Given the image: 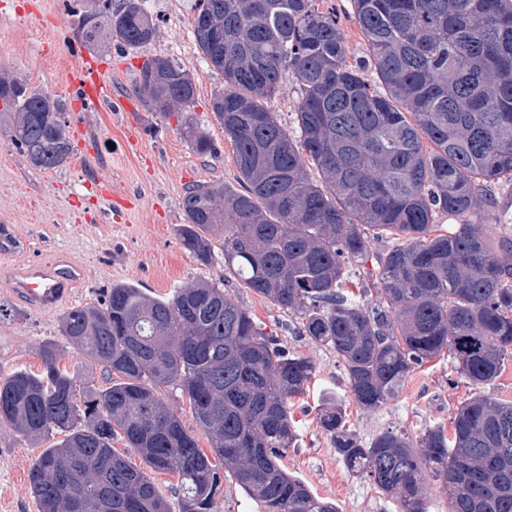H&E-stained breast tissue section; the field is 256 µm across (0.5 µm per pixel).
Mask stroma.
I'll return each mask as SVG.
<instances>
[{
    "label": "stroma",
    "mask_w": 512,
    "mask_h": 512,
    "mask_svg": "<svg viewBox=\"0 0 512 512\" xmlns=\"http://www.w3.org/2000/svg\"><path fill=\"white\" fill-rule=\"evenodd\" d=\"M157 18L155 39L138 52L120 45L100 53L108 66L109 101L88 108L63 81L78 61L72 19L62 0H0V69L30 87L66 97L73 152L53 169H39L0 129V225H11L23 252L0 256V374L39 371L40 348L60 341L59 321L66 309L103 303L112 285L131 284L148 294L170 298L176 289L201 282L223 284L266 331L290 352L310 358L315 373L291 411L298 429L283 464L317 497L338 512H400L396 499L352 475L320 424L326 402L338 399L353 433L365 442L393 430L410 438L433 426L449 427L461 402L475 389L440 355L410 373L395 395L376 410L352 399L336 354L300 332V318L279 309L239 279L224 273V256L202 265L180 243V206L194 183L237 186L233 146L211 111L222 76L205 62L191 26L193 0H146ZM175 60L193 77L195 121L211 137L216 156L198 155L177 127L176 118L150 109L135 93L147 57ZM108 178L129 204L113 209L95 182ZM497 207H478L470 219L491 224L497 235L512 237V182L491 187ZM67 255L86 269L63 307L35 311L10 292V274L21 262L51 261ZM40 445L0 430V512H39L27 480Z\"/></svg>",
    "instance_id": "stroma-1"
}]
</instances>
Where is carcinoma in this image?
Listing matches in <instances>:
<instances>
[{"mask_svg": "<svg viewBox=\"0 0 512 512\" xmlns=\"http://www.w3.org/2000/svg\"><path fill=\"white\" fill-rule=\"evenodd\" d=\"M145 0H73L67 11L90 51L116 40L137 51L157 34ZM366 59H349L336 13L316 0H196L192 27L205 61L224 79L211 109L234 145L241 189L193 184L181 206V244L282 310L341 360L353 400L381 407L408 375L444 353L479 389L450 431L418 440L386 431L363 444L342 408L321 414L347 469L426 512L431 473L449 512H512V402L482 392L512 355V238L466 217L484 187L512 180V0H351ZM376 74L370 82L365 72ZM302 89L296 128L265 102L286 78ZM140 98L169 117L201 156L216 149L193 122V78L163 56L147 59ZM0 124L37 168L72 152L60 95L0 75ZM318 171L314 180L306 160ZM459 224L432 234L434 217ZM392 236L374 258L366 232ZM376 262L368 268L366 264ZM371 277L374 308L343 289L345 265ZM59 333L105 368L97 389L60 366L43 344L42 370L0 376V428L29 439L53 433L28 471L40 512H214L229 473L264 512H336L284 468L298 434L291 400L314 375L264 332L222 285L203 282L158 299L114 285L101 306H77ZM174 385L208 436L210 452L158 396ZM122 437L127 453L112 448ZM177 478L174 499L135 466Z\"/></svg>", "mask_w": 512, "mask_h": 512, "instance_id": "cac0c4a2", "label": "carcinoma"}]
</instances>
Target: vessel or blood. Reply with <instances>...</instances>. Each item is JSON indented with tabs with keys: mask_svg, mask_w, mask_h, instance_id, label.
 Masks as SVG:
<instances>
[{
	"mask_svg": "<svg viewBox=\"0 0 512 512\" xmlns=\"http://www.w3.org/2000/svg\"><path fill=\"white\" fill-rule=\"evenodd\" d=\"M73 87L83 90L88 104L96 106L111 96L106 68L89 56H81L77 66L67 74ZM85 276L84 268L69 258L52 263L33 264L14 273L13 291L17 299L34 309L49 310L58 306L71 288Z\"/></svg>",
	"mask_w": 512,
	"mask_h": 512,
	"instance_id": "obj_1",
	"label": "vessel or blood"
}]
</instances>
